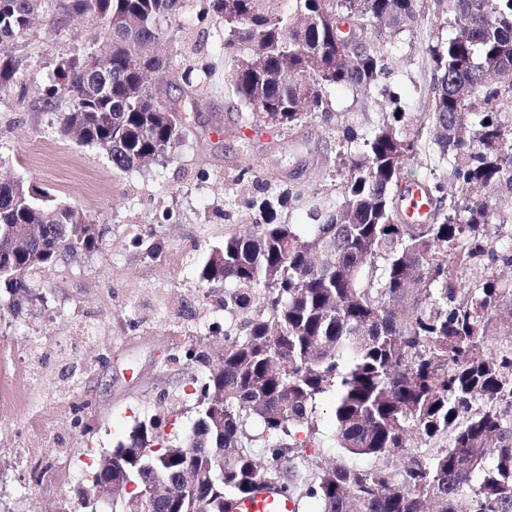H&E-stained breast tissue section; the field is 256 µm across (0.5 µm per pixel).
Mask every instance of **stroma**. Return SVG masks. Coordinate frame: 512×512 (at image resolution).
I'll use <instances>...</instances> for the list:
<instances>
[{"mask_svg":"<svg viewBox=\"0 0 512 512\" xmlns=\"http://www.w3.org/2000/svg\"><path fill=\"white\" fill-rule=\"evenodd\" d=\"M203 7L187 0L181 26L165 31L162 48L175 63L156 85L181 101L187 120L174 153L146 170L116 171L104 151L62 135L57 114L67 98L52 109L43 100L62 61L98 48L99 17L72 19L59 0H45L10 47L20 68L0 89V178L51 189L110 232L101 251L46 273L42 301L0 310V512H67L79 481L138 423L154 421L171 440L191 429L206 373L185 352H214L231 322L223 288L200 285L199 260L238 230L245 199L262 183L299 189L278 220L302 233L316 208L339 206L350 153L343 129L371 133L390 112L420 121L432 102L427 48L455 34L446 5L417 0L406 31L373 35L391 50L383 88L326 89L329 113L271 128L232 104L224 27ZM189 66L209 69L193 88L181 78ZM414 179H450L428 125L418 160L398 176ZM331 406L318 408L319 445L307 450L314 468L343 459Z\"/></svg>","mask_w":512,"mask_h":512,"instance_id":"stroma-1","label":"stroma"}]
</instances>
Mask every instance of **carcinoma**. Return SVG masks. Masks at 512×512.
Returning <instances> with one entry per match:
<instances>
[{"instance_id":"1","label":"carcinoma","mask_w":512,"mask_h":512,"mask_svg":"<svg viewBox=\"0 0 512 512\" xmlns=\"http://www.w3.org/2000/svg\"><path fill=\"white\" fill-rule=\"evenodd\" d=\"M43 0H0V87L18 68L8 46L23 36ZM209 0L224 24L225 85L234 104L272 126L329 111V87L369 88L391 74L372 34L402 31L416 0ZM185 0H66L72 17L97 13L99 50L59 65L43 99L55 106L69 85L85 100L59 113L62 131L96 146L122 172L148 168L176 147L168 115L177 101L149 88L143 69L165 70L155 54L162 24L180 21ZM454 37L428 48L434 63L428 121L459 195L429 184L430 224H402L391 196L421 131L395 112L363 138L338 185L340 207L317 215L303 236L278 224L300 195L291 189L245 201L246 228L201 259L200 281L224 285V309L241 315L209 369L198 417L181 442L140 423L92 475L77 508L97 512H225L226 500L270 477L319 512H512V327L485 345L495 313L512 306V286L489 276L468 287L467 268L488 257L512 267L489 227L512 226V0H448ZM348 25L367 46L349 54ZM109 82L112 94L92 95ZM108 229L47 189L0 181V290L14 310L36 297L38 276L80 252L100 249ZM333 396L334 445L408 464L360 468L334 463L308 474V455L284 438L319 432L317 409ZM277 458L250 446L249 420ZM448 438L445 448L407 453L413 439ZM149 482L147 500L130 485Z\"/></svg>"}]
</instances>
